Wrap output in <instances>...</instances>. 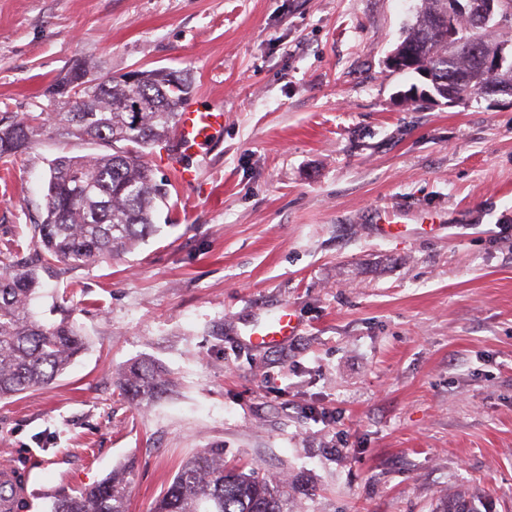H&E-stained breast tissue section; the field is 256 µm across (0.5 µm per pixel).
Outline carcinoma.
<instances>
[{
    "label": "carcinoma",
    "mask_w": 512,
    "mask_h": 512,
    "mask_svg": "<svg viewBox=\"0 0 512 512\" xmlns=\"http://www.w3.org/2000/svg\"><path fill=\"white\" fill-rule=\"evenodd\" d=\"M414 21L397 47L412 57L408 71L436 97L453 91L465 99L479 96L487 79L512 90V25L502 40L491 43L485 28L458 26L450 41L435 24L444 0H419ZM505 54L511 61L491 76L479 59ZM137 84L112 76L90 77L78 65L48 87L61 105L55 124L61 134L90 141L105 151L60 156L49 167L45 218L34 225V259L0 273V399L52 384L86 349L81 328L67 314L60 320H38L32 303L41 287L40 274L58 263L82 267L133 248L154 231V212L166 199L147 161V150L170 137L178 105L190 96L187 73L141 69ZM48 114L31 113L0 121V162L22 155ZM119 388L137 406H147L167 391L160 366L140 361L119 376ZM129 480L123 467L96 485L52 501L50 512H128ZM288 484L259 479L224 465V449L202 448L182 461L153 512H290ZM478 496H460L440 512H481Z\"/></svg>",
    "instance_id": "obj_1"
}]
</instances>
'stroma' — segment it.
Here are the masks:
<instances>
[{
  "instance_id": "obj_1",
  "label": "stroma",
  "mask_w": 512,
  "mask_h": 512,
  "mask_svg": "<svg viewBox=\"0 0 512 512\" xmlns=\"http://www.w3.org/2000/svg\"><path fill=\"white\" fill-rule=\"evenodd\" d=\"M417 0H0V117L51 112L48 86L189 72L224 109L198 181L132 250L43 272L33 309L70 311L87 353L0 400V462L29 466L24 512L131 466L129 512H152L181 462L288 482L293 512H437L482 496L512 512V95L407 104L386 58ZM99 147L38 131L0 178L6 244L28 256L48 163ZM402 215V233L372 224ZM289 305L298 330L246 336ZM172 378L146 407L130 362Z\"/></svg>"
}]
</instances>
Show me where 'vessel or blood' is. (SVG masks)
Listing matches in <instances>:
<instances>
[{
    "label": "vessel or blood",
    "mask_w": 512,
    "mask_h": 512,
    "mask_svg": "<svg viewBox=\"0 0 512 512\" xmlns=\"http://www.w3.org/2000/svg\"><path fill=\"white\" fill-rule=\"evenodd\" d=\"M179 112L178 125L172 139V152L167 161L174 180L183 186L195 182L197 178L196 171L184 165V156L207 148L211 132L224 125V110L214 107L203 111L197 101L189 100L183 102ZM295 329L292 310L284 304L273 314L267 315L261 326L249 331V341L257 346L278 345L292 336Z\"/></svg>",
    "instance_id": "obj_1"
}]
</instances>
